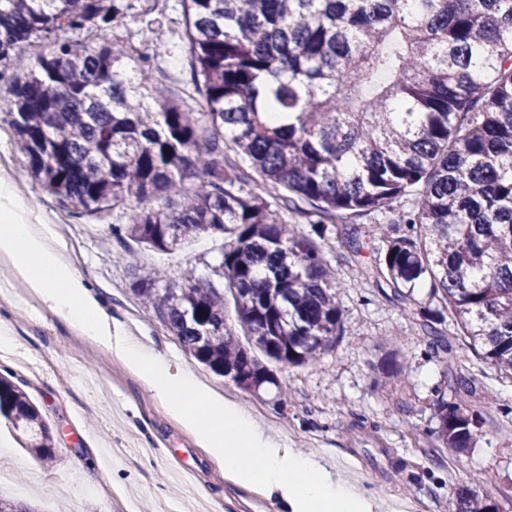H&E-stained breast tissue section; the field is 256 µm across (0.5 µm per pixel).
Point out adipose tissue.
<instances>
[{
    "mask_svg": "<svg viewBox=\"0 0 512 512\" xmlns=\"http://www.w3.org/2000/svg\"><path fill=\"white\" fill-rule=\"evenodd\" d=\"M13 258L17 277L63 321L111 350L141 375L154 397L224 463L226 476L259 483L285 512H358L362 498L326 473L316 455L299 454L259 429L236 402L220 397L163 352L128 341L81 273L61 256L50 225L30 223L8 181H0V256Z\"/></svg>",
    "mask_w": 512,
    "mask_h": 512,
    "instance_id": "adipose-tissue-1",
    "label": "adipose tissue"
}]
</instances>
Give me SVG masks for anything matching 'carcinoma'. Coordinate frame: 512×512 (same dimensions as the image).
Segmentation results:
<instances>
[{
  "label": "carcinoma",
  "instance_id": "carcinoma-1",
  "mask_svg": "<svg viewBox=\"0 0 512 512\" xmlns=\"http://www.w3.org/2000/svg\"><path fill=\"white\" fill-rule=\"evenodd\" d=\"M180 5L206 101L197 114L154 79L147 54L119 76L128 55L109 32L132 0H0V64L29 71L7 89L8 115L42 191L76 214L178 196L180 208H142L112 234L160 252L201 232L222 239L205 276L176 285L138 269L144 308L216 375L258 396L274 387L283 410L288 390L265 361L314 365L344 332L336 269L283 211L306 203L298 211L323 239L410 195L398 222L373 228L380 256L359 274L409 304L430 279L437 305L416 312L429 346L450 353L449 321L512 377V0ZM56 30L85 40L31 58L30 42ZM474 394V378L448 366L434 433L456 453L484 423ZM0 419L35 459L55 460L49 423L9 374ZM448 512L499 505L460 486Z\"/></svg>",
  "mask_w": 512,
  "mask_h": 512
}]
</instances>
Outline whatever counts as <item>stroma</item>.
<instances>
[{"label": "stroma", "instance_id": "obj_1", "mask_svg": "<svg viewBox=\"0 0 512 512\" xmlns=\"http://www.w3.org/2000/svg\"><path fill=\"white\" fill-rule=\"evenodd\" d=\"M153 23L128 15L114 22L117 38L152 52L156 79L171 96L191 78L182 14L173 0H157ZM22 71L0 70V179L10 181L33 223L48 224L76 267L126 336L165 352L199 382L236 401L265 432L303 454H315L336 478L356 487L373 512H448V495L468 486L490 496L500 512H512V382L467 349L464 337L449 334L454 362L474 377L476 406L485 422L468 452L441 447L437 390L445 368L404 305L385 298L374 281L361 279L345 262L342 235L327 233L320 245L336 260L342 283L344 333L313 366L287 368L278 377L291 390L286 409L270 395L256 396L212 373L184 351L132 293L134 269L160 267L181 283L220 259V242L203 234L170 253L144 249L113 235L129 221L137 201L106 214H75L43 193L25 173L14 146L6 88ZM0 370L25 384L51 424L57 459L46 467L24 448H15L13 484L0 498L34 512H281L257 484L225 477L224 467L155 399L142 377L126 363L59 320L11 274L0 257ZM377 427L391 459L367 464L356 450L363 424ZM404 464L403 472L391 461Z\"/></svg>", "mask_w": 512, "mask_h": 512}]
</instances>
